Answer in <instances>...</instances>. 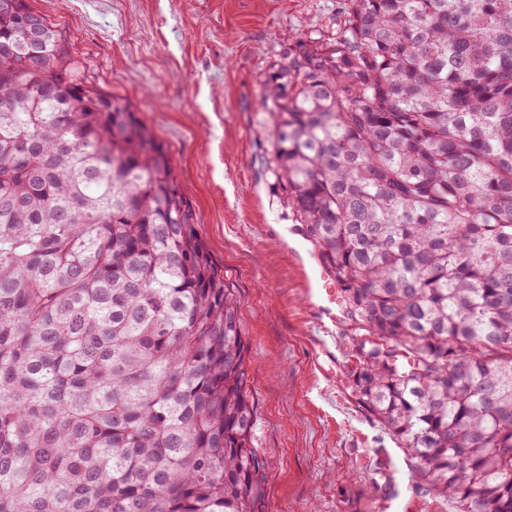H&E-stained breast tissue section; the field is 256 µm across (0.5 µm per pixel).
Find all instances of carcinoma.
<instances>
[{"instance_id":"obj_1","label":"carcinoma","mask_w":512,"mask_h":512,"mask_svg":"<svg viewBox=\"0 0 512 512\" xmlns=\"http://www.w3.org/2000/svg\"><path fill=\"white\" fill-rule=\"evenodd\" d=\"M0 13V512H256L239 302L163 142ZM349 383L455 512H512V0H346L261 79Z\"/></svg>"}]
</instances>
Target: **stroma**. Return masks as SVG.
Segmentation results:
<instances>
[{
  "mask_svg": "<svg viewBox=\"0 0 512 512\" xmlns=\"http://www.w3.org/2000/svg\"><path fill=\"white\" fill-rule=\"evenodd\" d=\"M71 34L103 90L166 145L193 222L239 300L262 461L259 512H452L415 487L398 443L359 405L355 336L308 296L320 268L261 164L260 77L331 26L341 0H30Z\"/></svg>",
  "mask_w": 512,
  "mask_h": 512,
  "instance_id": "obj_1",
  "label": "stroma"
}]
</instances>
